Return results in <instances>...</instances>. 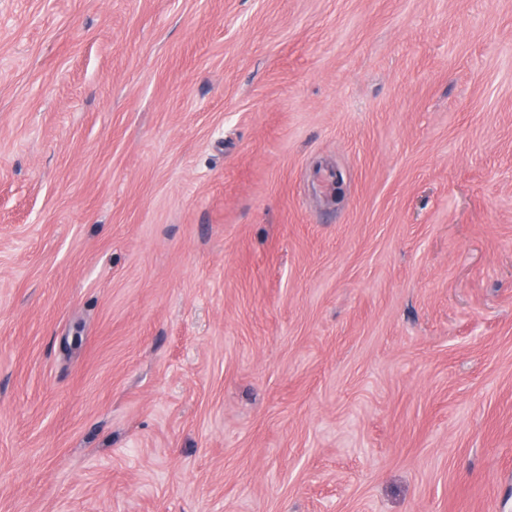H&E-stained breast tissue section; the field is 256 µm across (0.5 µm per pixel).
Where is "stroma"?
Here are the masks:
<instances>
[{
  "label": "stroma",
  "mask_w": 512,
  "mask_h": 512,
  "mask_svg": "<svg viewBox=\"0 0 512 512\" xmlns=\"http://www.w3.org/2000/svg\"><path fill=\"white\" fill-rule=\"evenodd\" d=\"M0 512H512V0H0Z\"/></svg>",
  "instance_id": "35a3bbf8"
}]
</instances>
